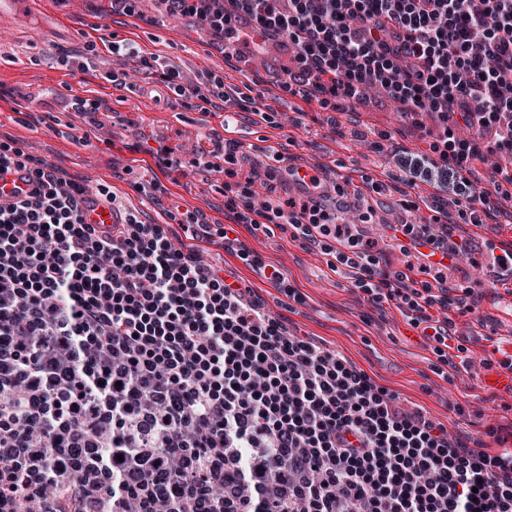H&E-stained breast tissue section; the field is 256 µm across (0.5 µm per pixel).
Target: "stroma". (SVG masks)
<instances>
[{
	"instance_id": "obj_1",
	"label": "stroma",
	"mask_w": 512,
	"mask_h": 512,
	"mask_svg": "<svg viewBox=\"0 0 512 512\" xmlns=\"http://www.w3.org/2000/svg\"><path fill=\"white\" fill-rule=\"evenodd\" d=\"M156 3L141 0L134 17L113 14L112 0H85L78 15L67 0H38L26 20L13 23L11 39L0 42V142L16 141L25 153L89 190L108 187L119 204L143 213L146 221L168 225L172 239L186 238L168 217L172 205L202 210L211 235L199 240V248L258 288L273 316L341 352L405 407L426 409L466 446L490 454L512 448V392L489 383L512 362V287L481 282L474 312L449 310L452 341L445 347L409 326L393 303L370 306L329 269L324 256L306 251L287 232L268 235L242 225L238 238L244 248L282 268L303 296L300 304L224 247V176L205 166L215 139L242 142L245 173L257 181L266 182L271 148L285 164L318 167L325 184L345 180L356 193L364 189L363 172L392 171L394 154L419 145L415 131L397 119L395 104L373 96L333 125L317 106L278 99L281 126L274 129L243 121L232 106L204 112L173 105L156 77L135 71L125 88L116 89L106 78L112 68L106 45L115 37L160 55L192 80L213 70L227 83L278 98L277 81L288 65L283 48L273 47L264 66L252 69L197 34L188 20L160 16ZM73 95L99 99L101 112L89 121L68 111L63 101ZM379 132L390 135L382 158L367 147ZM148 137L165 140L182 168L151 164L142 151ZM195 159L200 167H192ZM266 184V194L274 197L288 190L278 181ZM452 346L459 349L453 360Z\"/></svg>"
}]
</instances>
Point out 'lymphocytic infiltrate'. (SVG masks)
Returning <instances> with one entry per match:
<instances>
[{"label": "lymphocytic infiltrate", "instance_id": "f902f5d3", "mask_svg": "<svg viewBox=\"0 0 512 512\" xmlns=\"http://www.w3.org/2000/svg\"><path fill=\"white\" fill-rule=\"evenodd\" d=\"M226 46L288 48L283 94L344 112L371 93L402 107L424 147L397 156L408 218L388 240L421 242L439 261L383 265L369 238L366 194L325 193L318 176L268 167L294 195L263 198L243 171L242 145L217 140L224 163L222 238L241 224L288 227L325 256L373 307L393 302L412 327L449 340L445 311L473 312V285L448 280L470 256L493 280L512 278V253L476 259L450 224L499 219L512 233V0H160ZM127 63L159 75L179 103L232 105L277 127L263 96L223 77L185 83L125 41ZM495 160L487 182L478 164ZM31 192L0 201V512H512V448L478 454L340 352L291 332L236 270L134 212L107 229L84 223L87 190L16 146L0 143V173ZM59 469H49V460Z\"/></svg>", "mask_w": 512, "mask_h": 512}]
</instances>
